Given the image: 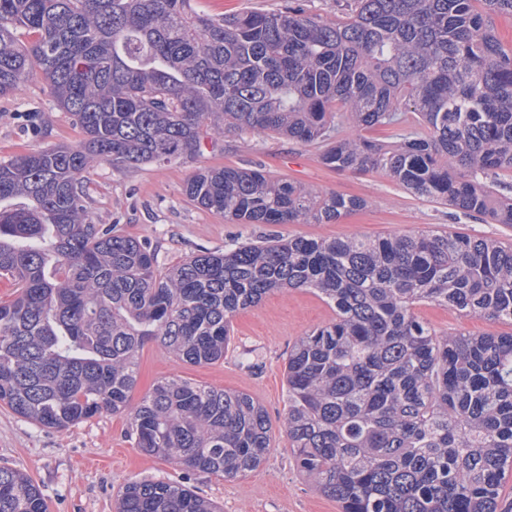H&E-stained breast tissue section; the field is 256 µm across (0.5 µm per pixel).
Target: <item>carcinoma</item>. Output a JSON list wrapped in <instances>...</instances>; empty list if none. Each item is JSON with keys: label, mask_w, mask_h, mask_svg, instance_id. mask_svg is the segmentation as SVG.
Segmentation results:
<instances>
[{"label": "carcinoma", "mask_w": 512, "mask_h": 512, "mask_svg": "<svg viewBox=\"0 0 512 512\" xmlns=\"http://www.w3.org/2000/svg\"><path fill=\"white\" fill-rule=\"evenodd\" d=\"M512 0H352L214 18L191 0H0V96L41 73L83 138L0 162V403L43 428L123 415L147 455L224 479L256 470L272 425L247 393L163 378L137 402L158 342L224 360L232 321L303 289L334 317L288 353L281 428L341 512H499L512 477V331L440 335L421 304L512 327V242L444 231L264 238L166 267L93 222L86 173L180 163L256 133L322 147L337 172L377 171L413 195L512 226V48L491 27ZM31 36L25 44L20 36ZM348 115L361 133L339 135ZM397 127L395 141L364 132ZM184 195L236 224H337L366 200L261 170L196 172ZM113 512H221L183 483L129 481ZM0 512H48L0 467ZM311 14L320 15L326 19H336L350 8L352 0H299Z\"/></svg>", "instance_id": "1"}]
</instances>
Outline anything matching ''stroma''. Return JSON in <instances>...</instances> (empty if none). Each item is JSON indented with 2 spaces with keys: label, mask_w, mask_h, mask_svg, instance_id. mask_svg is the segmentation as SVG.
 Here are the masks:
<instances>
[{
  "label": "stroma",
  "mask_w": 512,
  "mask_h": 512,
  "mask_svg": "<svg viewBox=\"0 0 512 512\" xmlns=\"http://www.w3.org/2000/svg\"><path fill=\"white\" fill-rule=\"evenodd\" d=\"M80 128L54 105L41 75L20 90L0 96V162L51 145L77 144ZM318 144L251 133L204 144L195 158L176 164L153 163L117 170L104 163L88 174L90 212L95 223L116 224L156 248L162 264L173 265L230 241L262 237L380 236L409 231L458 230L479 237L512 239V227L456 215L446 206L418 198L376 172H337L320 161ZM261 168L271 175L322 193L366 199L364 209L337 224H232L197 208L183 186L199 169ZM418 312L438 333L497 334L501 325L465 318L446 308ZM333 311L304 290L278 291L233 320L229 350L222 362L192 366L158 343H146L139 356L136 395L162 377H181L255 398L272 424L271 450L263 464L245 476L223 477L142 454L126 434V420L103 414L62 431L42 428L0 405V466L19 468L39 486L49 512H113L112 503L130 480L183 482L224 512H340L298 470L281 431L286 404L284 368L293 344L329 322Z\"/></svg>",
  "instance_id": "35a3bbf8"
}]
</instances>
